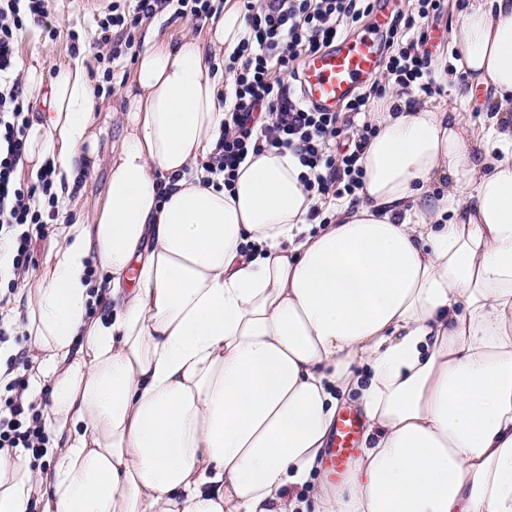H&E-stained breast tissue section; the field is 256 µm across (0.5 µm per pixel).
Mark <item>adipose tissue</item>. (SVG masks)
<instances>
[{
    "label": "adipose tissue",
    "mask_w": 512,
    "mask_h": 512,
    "mask_svg": "<svg viewBox=\"0 0 512 512\" xmlns=\"http://www.w3.org/2000/svg\"><path fill=\"white\" fill-rule=\"evenodd\" d=\"M205 27L177 44L147 27L91 202L71 194L99 163L82 59L22 68L29 175L52 162L70 221L25 326L56 462L37 477L0 456V512H512V131L385 98L358 201L312 225L291 153L202 183L244 14L224 0ZM452 40L512 102V0H465ZM348 401L361 451L313 480Z\"/></svg>",
    "instance_id": "adipose-tissue-1"
}]
</instances>
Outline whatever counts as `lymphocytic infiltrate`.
<instances>
[{"label":"lymphocytic infiltrate","instance_id":"obj_1","mask_svg":"<svg viewBox=\"0 0 512 512\" xmlns=\"http://www.w3.org/2000/svg\"><path fill=\"white\" fill-rule=\"evenodd\" d=\"M224 0H112L96 24L104 60L135 58V30L161 15L202 22L217 15ZM247 31L227 65L234 92L224 103V133L216 155L204 162L207 174L232 184L240 164L252 151L291 152L306 172V191L319 199L355 195L362 186L359 160L377 128L363 115L372 98H383L387 84L403 94H441L423 47L430 38L429 18L443 0H415L397 11L385 36L382 80L372 82L334 112L306 103L291 88L298 61L348 34L374 9V0H245ZM48 0H0V247L12 258L14 278L0 293V345L8 343L18 290L17 275L36 266L35 245L50 225L59 223L53 171L44 168L37 182L22 183L25 140L30 124L23 97V75L16 48L23 31L49 29ZM28 382L14 375L0 388V450L22 448L43 455L49 443L37 401L26 395Z\"/></svg>","mask_w":512,"mask_h":512}]
</instances>
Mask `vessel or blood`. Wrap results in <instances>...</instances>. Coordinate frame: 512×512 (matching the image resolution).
<instances>
[{
	"instance_id": "vessel-or-blood-1",
	"label": "vessel or blood",
	"mask_w": 512,
	"mask_h": 512,
	"mask_svg": "<svg viewBox=\"0 0 512 512\" xmlns=\"http://www.w3.org/2000/svg\"><path fill=\"white\" fill-rule=\"evenodd\" d=\"M392 10L380 4L373 27L365 33L336 40L331 47L303 57L301 89L311 106L336 111L359 87L378 74L382 67L380 38L386 32ZM359 421L346 415L335 426L336 448L328 466L333 473L344 471L356 443Z\"/></svg>"
}]
</instances>
